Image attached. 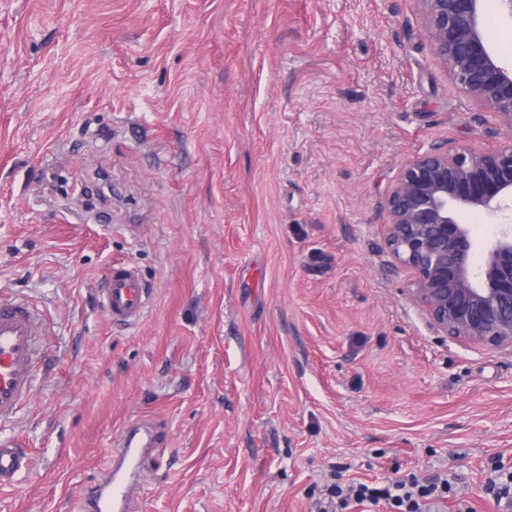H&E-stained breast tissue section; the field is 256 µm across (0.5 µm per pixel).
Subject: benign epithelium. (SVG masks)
<instances>
[{"instance_id":"obj_1","label":"benign epithelium","mask_w":512,"mask_h":512,"mask_svg":"<svg viewBox=\"0 0 512 512\" xmlns=\"http://www.w3.org/2000/svg\"><path fill=\"white\" fill-rule=\"evenodd\" d=\"M432 55L475 108L505 133L492 150L435 144L404 164L386 198V240L410 272L411 300L441 335L512 350V226L502 227L473 264L463 209L494 220L512 211V65L488 45L483 0H416Z\"/></svg>"}]
</instances>
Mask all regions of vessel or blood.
Masks as SVG:
<instances>
[{
    "label": "vessel or blood",
    "mask_w": 512,
    "mask_h": 512,
    "mask_svg": "<svg viewBox=\"0 0 512 512\" xmlns=\"http://www.w3.org/2000/svg\"><path fill=\"white\" fill-rule=\"evenodd\" d=\"M149 302L150 292L136 267L115 264L109 268L101 289V306L112 324L137 326ZM40 336L41 318L36 308L21 299L0 302V421L13 418L34 391ZM159 444L151 420L128 424L108 457L103 481L87 489L83 512H131L130 487L146 455ZM26 468L12 440L1 437L0 488L13 485Z\"/></svg>",
    "instance_id": "1"
}]
</instances>
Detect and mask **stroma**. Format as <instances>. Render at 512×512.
Masks as SVG:
<instances>
[{
    "label": "stroma",
    "mask_w": 512,
    "mask_h": 512,
    "mask_svg": "<svg viewBox=\"0 0 512 512\" xmlns=\"http://www.w3.org/2000/svg\"><path fill=\"white\" fill-rule=\"evenodd\" d=\"M483 14L512 62V17ZM503 139L416 0H0V301L45 312L0 512H82L144 416L138 512H315L333 479L445 472L494 512L512 351L437 334L384 224L413 154ZM118 261L152 290L129 329L99 302Z\"/></svg>",
    "instance_id": "1"
}]
</instances>
